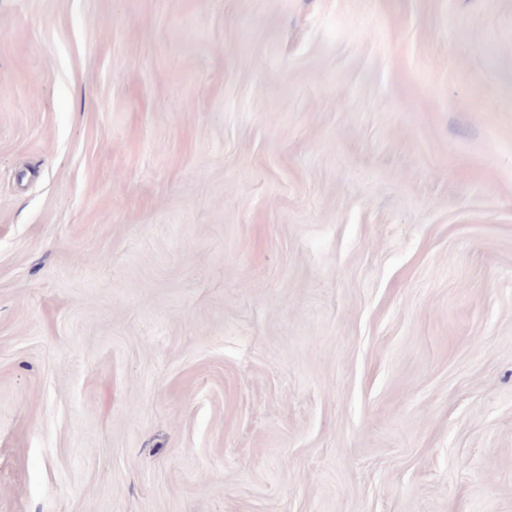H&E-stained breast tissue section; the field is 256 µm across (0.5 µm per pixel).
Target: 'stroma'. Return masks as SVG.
Segmentation results:
<instances>
[{"instance_id":"1","label":"stroma","mask_w":512,"mask_h":512,"mask_svg":"<svg viewBox=\"0 0 512 512\" xmlns=\"http://www.w3.org/2000/svg\"><path fill=\"white\" fill-rule=\"evenodd\" d=\"M0 512H512V0H0Z\"/></svg>"}]
</instances>
